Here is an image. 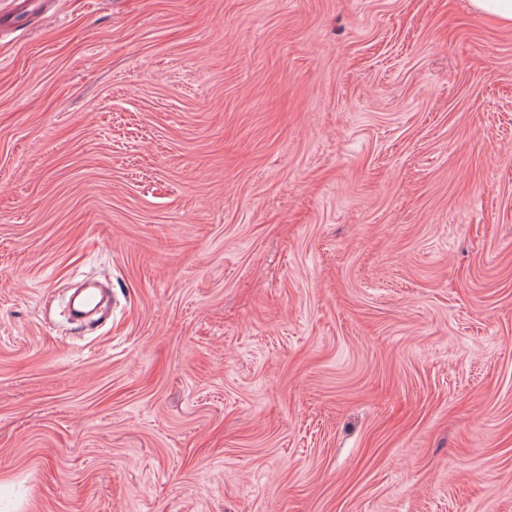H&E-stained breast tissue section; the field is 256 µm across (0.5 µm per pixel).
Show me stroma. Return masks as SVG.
Listing matches in <instances>:
<instances>
[{
    "label": "stroma",
    "instance_id": "1",
    "mask_svg": "<svg viewBox=\"0 0 512 512\" xmlns=\"http://www.w3.org/2000/svg\"><path fill=\"white\" fill-rule=\"evenodd\" d=\"M0 0V512H512V28L468 0ZM112 285L101 325L71 284Z\"/></svg>",
    "mask_w": 512,
    "mask_h": 512
}]
</instances>
